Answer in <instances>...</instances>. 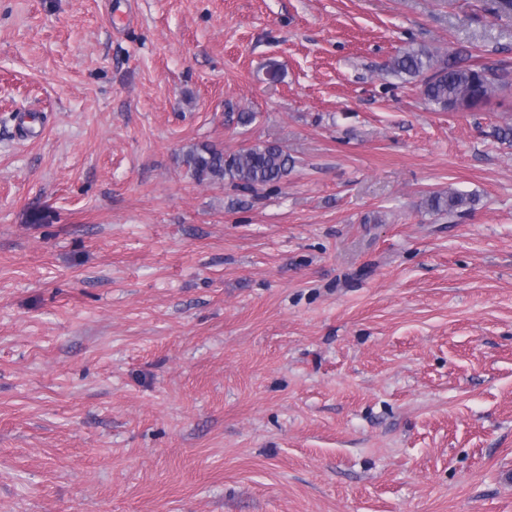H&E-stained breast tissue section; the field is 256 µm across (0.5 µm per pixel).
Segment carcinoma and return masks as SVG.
Segmentation results:
<instances>
[{"label": "carcinoma", "instance_id": "carcinoma-1", "mask_svg": "<svg viewBox=\"0 0 512 512\" xmlns=\"http://www.w3.org/2000/svg\"><path fill=\"white\" fill-rule=\"evenodd\" d=\"M384 67L419 83L423 99L443 110L478 109L509 84L508 73L489 66H458L426 49H407L388 60ZM190 178L198 183L224 182L234 188L256 191L274 188L292 171L294 158L281 146L263 142L236 152L203 143L183 158ZM474 199L458 191L433 194L424 201L431 213L460 216Z\"/></svg>", "mask_w": 512, "mask_h": 512}]
</instances>
